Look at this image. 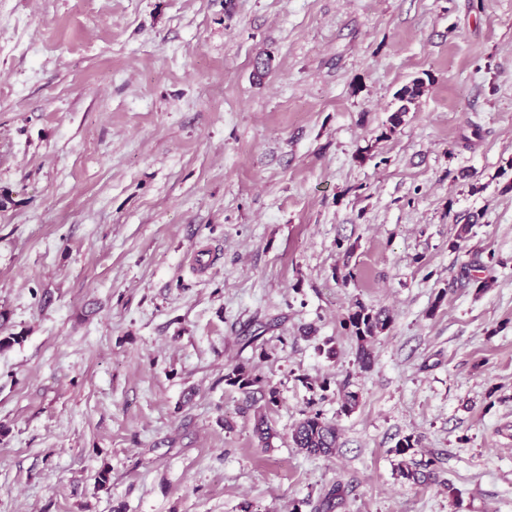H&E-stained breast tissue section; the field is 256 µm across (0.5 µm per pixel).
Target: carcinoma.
<instances>
[{
	"label": "carcinoma",
	"instance_id": "cac0c4a2",
	"mask_svg": "<svg viewBox=\"0 0 512 512\" xmlns=\"http://www.w3.org/2000/svg\"><path fill=\"white\" fill-rule=\"evenodd\" d=\"M424 90L425 80L418 77L395 92L394 98L400 102V106L388 118L389 131H395L403 123V116L409 112V105L414 103ZM391 322L392 319L387 312L375 311L360 302L355 303V308L349 312L345 319V326L356 337L358 343L356 360L362 369L367 370L371 367L373 363L371 344L377 336L389 328ZM224 381L245 395V410L252 413L253 433L262 447H270L276 431L271 424L269 410L278 402L277 391L273 388H265L264 380L245 363L235 365L224 375ZM291 442L294 447L309 455L330 456L336 451V426L326 421L321 411L311 408L304 413V417L292 431ZM436 466L437 460L434 458L412 465L402 460L398 464V472L403 479L418 485L433 477ZM343 499L344 486L338 481L319 505V510L333 512Z\"/></svg>",
	"mask_w": 512,
	"mask_h": 512
}]
</instances>
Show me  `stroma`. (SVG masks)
<instances>
[{
    "label": "stroma",
    "instance_id": "35a3bbf8",
    "mask_svg": "<svg viewBox=\"0 0 512 512\" xmlns=\"http://www.w3.org/2000/svg\"><path fill=\"white\" fill-rule=\"evenodd\" d=\"M0 312V512H512V0H0ZM425 87V80L418 77L395 92L394 98L402 104L388 118V130L391 133L403 123V116L410 110L409 105L424 92ZM391 322L390 315L384 310L375 311L360 302L355 303V308L349 312L345 319V326L356 337L358 343L356 360L362 369L367 370L371 367L373 363L371 344L377 336L389 328ZM224 381L245 395V410L252 411L253 433L262 447H270L276 431L268 413L271 406L278 402L277 391L273 388L266 389L264 380L245 363L235 365L225 374ZM291 434V442L295 448L310 455L330 456L336 451V426L323 417L320 410L310 407L303 413ZM437 462V459L430 458L426 461H420L410 465L406 461L402 460L398 464L399 475L407 480L408 482L418 485L427 482V480L433 477Z\"/></svg>",
    "mask_w": 512,
    "mask_h": 512
}]
</instances>
